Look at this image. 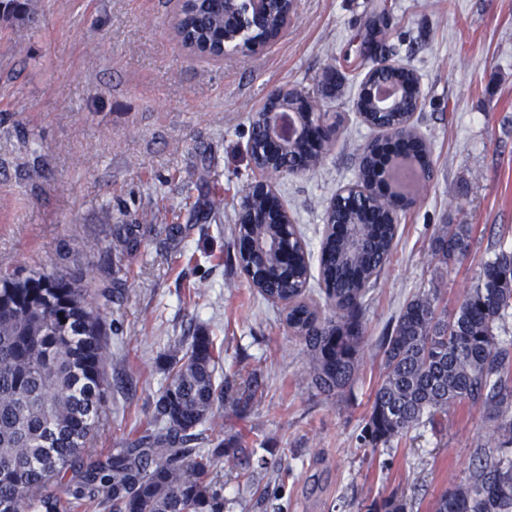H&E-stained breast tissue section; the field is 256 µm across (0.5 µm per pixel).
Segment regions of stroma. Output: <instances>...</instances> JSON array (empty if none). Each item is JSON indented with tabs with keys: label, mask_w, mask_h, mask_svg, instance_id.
<instances>
[{
	"label": "stroma",
	"mask_w": 512,
	"mask_h": 512,
	"mask_svg": "<svg viewBox=\"0 0 512 512\" xmlns=\"http://www.w3.org/2000/svg\"><path fill=\"white\" fill-rule=\"evenodd\" d=\"M0 14V267L105 268L118 284L110 382L88 452L110 456L153 428L166 361L194 330L222 348L217 377L261 374L245 416L220 406L200 445L241 439L254 448L251 481L217 471L224 512H367L397 494L432 512L463 480L489 423L469 404L448 424L422 427L397 448L361 447L383 377L380 344L419 290L441 289L456 310L481 262L512 250V0H293L292 19L263 51L223 62L190 57L173 31L171 0H29ZM412 67L423 106L416 130L432 177L401 213L397 245L364 310L357 379L318 396L303 345L281 306L260 297L234 262L235 215L254 173L250 121L276 89L317 91L336 57L366 54ZM361 81L320 97L344 123L320 164L276 187L311 256L328 205L355 180L378 132L353 104ZM223 197L222 211L210 212ZM185 225L177 238L144 237L133 256L108 249L118 224H148L157 207ZM444 224L472 227L467 255L442 264L430 251ZM88 241L81 264L65 253Z\"/></svg>",
	"instance_id": "obj_1"
}]
</instances>
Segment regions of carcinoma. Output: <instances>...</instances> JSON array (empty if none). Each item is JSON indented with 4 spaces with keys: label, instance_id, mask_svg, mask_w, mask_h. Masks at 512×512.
I'll use <instances>...</instances> for the list:
<instances>
[{
    "label": "carcinoma",
    "instance_id": "1",
    "mask_svg": "<svg viewBox=\"0 0 512 512\" xmlns=\"http://www.w3.org/2000/svg\"><path fill=\"white\" fill-rule=\"evenodd\" d=\"M179 28L199 44L224 32V14L201 5L183 12ZM363 121L392 127L417 147L421 166L431 169L427 143L407 125L409 104L394 112H374L363 100ZM380 142L367 145L368 164L357 177L374 172ZM316 150L304 143L281 159L316 165ZM366 221L363 246L351 251L336 235V224ZM151 224L116 229L109 249L131 253ZM282 224L237 225V234L269 244L265 255L235 252L241 271L252 274L253 288L284 306L286 323L305 347L312 388L327 399L355 381L365 328L363 312L370 284L392 252L397 225L385 210L360 196L336 199L326 213L319 276L328 310L306 295L309 255L300 253L281 270L274 246ZM471 227L443 226L435 231L432 254L446 264L467 252ZM115 283L99 269L77 279L59 269L0 268V512H60V501L46 494L86 450L109 388L110 355L104 311L112 304ZM436 288L417 292L400 312L381 343L384 376L359 436L360 444L391 448L422 424L443 425L448 410L463 401L490 422L492 450L478 457L467 477L444 491L434 512H512V350L497 331L512 316V251L500 250L485 262L453 315L440 309ZM221 349L204 330L167 364L166 383L156 405L155 428L130 441L106 462H91L75 490L112 508V512H224V497L213 482L216 457L236 476L249 465L246 449L224 445L205 452L191 445L196 429L214 409L230 404L237 413L251 406L253 379L219 382ZM396 495L374 500L368 512H408Z\"/></svg>",
    "mask_w": 512,
    "mask_h": 512
}]
</instances>
